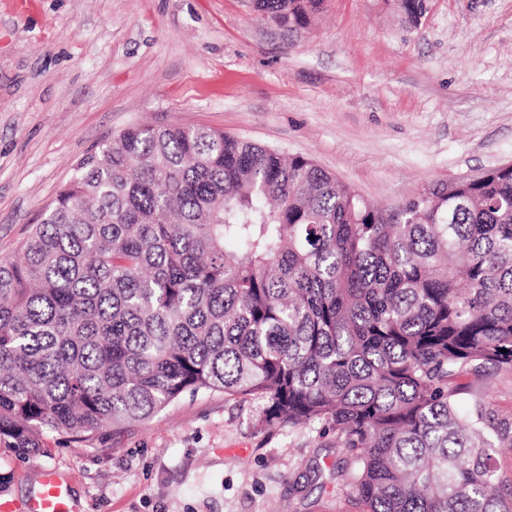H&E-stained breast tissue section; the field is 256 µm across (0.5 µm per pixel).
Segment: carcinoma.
<instances>
[{"instance_id":"obj_1","label":"carcinoma","mask_w":512,"mask_h":512,"mask_svg":"<svg viewBox=\"0 0 512 512\" xmlns=\"http://www.w3.org/2000/svg\"><path fill=\"white\" fill-rule=\"evenodd\" d=\"M323 4L253 0L254 20L290 40ZM485 364L512 369V165L382 208L307 157L131 125L0 258V447L34 457L220 391L336 432L363 512H512V424L460 409ZM497 477L502 488L512 487V447L495 449Z\"/></svg>"}]
</instances>
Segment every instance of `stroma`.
Masks as SVG:
<instances>
[{
    "label": "stroma",
    "instance_id": "obj_1",
    "mask_svg": "<svg viewBox=\"0 0 512 512\" xmlns=\"http://www.w3.org/2000/svg\"><path fill=\"white\" fill-rule=\"evenodd\" d=\"M0 0V257L76 163L133 124L203 126L311 158L389 207L512 161V0H326L295 44L247 0ZM462 409L512 420V370L470 373ZM260 401L184 394L153 418L47 455L0 447V498L70 482L83 512H360L335 433L260 423Z\"/></svg>",
    "mask_w": 512,
    "mask_h": 512
}]
</instances>
